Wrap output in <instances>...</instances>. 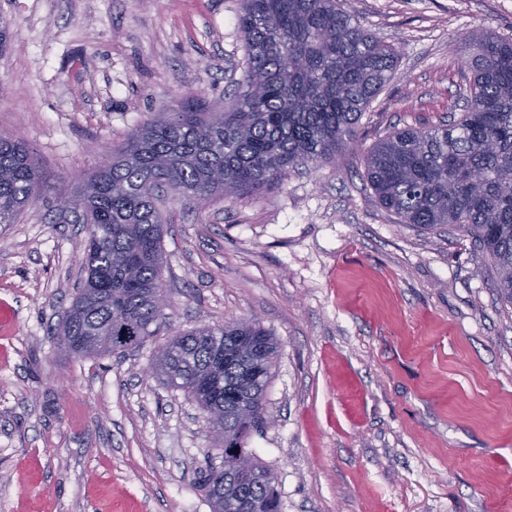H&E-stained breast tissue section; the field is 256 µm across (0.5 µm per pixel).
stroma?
<instances>
[{
  "label": "stroma",
  "mask_w": 512,
  "mask_h": 512,
  "mask_svg": "<svg viewBox=\"0 0 512 512\" xmlns=\"http://www.w3.org/2000/svg\"><path fill=\"white\" fill-rule=\"evenodd\" d=\"M397 52L360 145L238 199H167L168 305L139 348L75 359L52 332L84 278L87 234L59 196L145 121L228 105L243 75L240 0H0V133L42 174L0 225V512H211L222 442L149 368L199 325L256 317L280 343L247 447L281 512H512V306L474 240L398 223L364 153L447 122L465 38L512 37V0H347Z\"/></svg>",
  "instance_id": "stroma-1"
}]
</instances>
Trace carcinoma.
<instances>
[{"mask_svg":"<svg viewBox=\"0 0 512 512\" xmlns=\"http://www.w3.org/2000/svg\"><path fill=\"white\" fill-rule=\"evenodd\" d=\"M247 59L222 112L182 108L144 123L110 164L73 193L88 225L83 287L65 312L59 345L77 358L123 353L99 336L151 335L163 317L162 204L240 197L320 166L358 141L362 113L395 66V49L358 23L342 0H241ZM471 72L459 118L394 130L364 155L378 204L402 224L464 228L491 260L512 304V38L469 39ZM301 65L285 67V60ZM28 148L0 134V224H13L40 188ZM279 344L255 318L179 334L159 354L166 385L183 392L224 431L223 481L209 468L201 487L212 512H275L274 475L245 448L264 422Z\"/></svg>","mask_w":512,"mask_h":512,"instance_id":"cac0c4a2","label":"carcinoma"}]
</instances>
